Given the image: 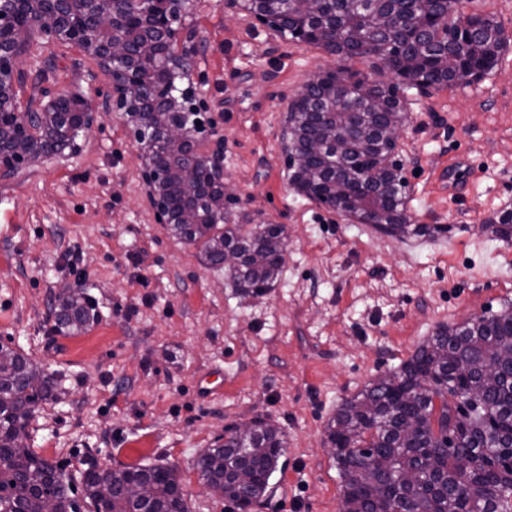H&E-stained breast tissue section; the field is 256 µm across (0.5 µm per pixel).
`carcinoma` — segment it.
<instances>
[{
	"label": "carcinoma",
	"instance_id": "1",
	"mask_svg": "<svg viewBox=\"0 0 512 512\" xmlns=\"http://www.w3.org/2000/svg\"><path fill=\"white\" fill-rule=\"evenodd\" d=\"M469 0H249L245 8L293 41L344 58L389 59L391 80L370 83L341 67L306 84L308 100L292 101L288 152L308 157L288 168L289 180L311 199L398 239L435 238L448 228L416 224L406 206L402 166L389 160L408 120L404 93L411 85L467 87L497 66L509 43L494 14H464ZM114 0H0V12L25 22L46 19L78 32L93 56L111 54V35L99 21ZM122 38L117 65L138 73L130 94L140 106L126 113L160 173L157 192L169 205L167 231L200 247L213 268L226 269L245 294L278 283L288 248L283 224H238L224 207L221 183L196 159L198 125L180 97L160 99L167 61L145 64L144 46L162 32L135 26ZM13 84H0V154L35 161L74 145L83 131L84 105L66 102L37 115L38 132L18 130ZM492 236L512 240V209L489 216ZM232 251L239 262L224 267ZM95 320L84 294L59 304L58 329L75 335ZM61 377L42 373L22 352L0 345V512H80L56 467L21 445L25 422L57 398ZM461 398L448 404V394ZM326 444L341 479L340 512H512V317L483 313L444 326L396 371L345 400L328 421ZM284 454V433L269 421H251L242 438L233 428L224 442L200 453L195 468L218 496L250 512L267 496ZM139 483L146 499L124 492ZM91 512H187L176 471L162 464L128 465L106 474L90 460L82 481Z\"/></svg>",
	"mask_w": 512,
	"mask_h": 512
}]
</instances>
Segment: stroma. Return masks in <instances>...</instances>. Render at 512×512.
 Instances as JSON below:
<instances>
[{"mask_svg": "<svg viewBox=\"0 0 512 512\" xmlns=\"http://www.w3.org/2000/svg\"><path fill=\"white\" fill-rule=\"evenodd\" d=\"M192 89L208 106L204 138L224 142V190L240 223L285 225L275 288L245 295L197 247L159 224L146 160L96 58L33 37L14 87L18 108L78 89L95 110L76 150L0 179V343L61 375L35 411L30 447L79 485L101 470L165 463L191 512H231L205 491L198 455L228 427L261 417L285 434L282 469L252 512H339L325 444L339 405L397 369L443 326L512 303V241L485 220L512 208V43L482 81L408 92L396 157L408 212L448 233L400 240L299 194L288 180V108L317 74L346 62L289 40L242 0H187L178 21ZM369 81L387 73L353 59ZM83 269L67 263L71 251ZM96 321L55 329L62 284Z\"/></svg>", "mask_w": 512, "mask_h": 512, "instance_id": "stroma-1", "label": "stroma"}]
</instances>
